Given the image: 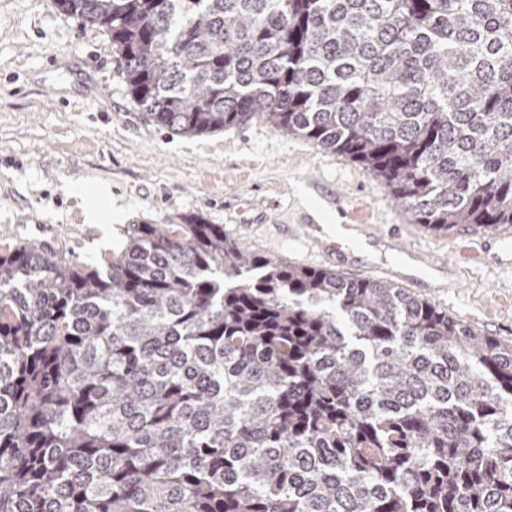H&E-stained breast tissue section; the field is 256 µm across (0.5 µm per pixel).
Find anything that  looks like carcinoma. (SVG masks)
<instances>
[{"mask_svg":"<svg viewBox=\"0 0 512 512\" xmlns=\"http://www.w3.org/2000/svg\"><path fill=\"white\" fill-rule=\"evenodd\" d=\"M133 102L259 118L435 231L512 224V0H57ZM0 512H512V340L189 215L0 254Z\"/></svg>","mask_w":512,"mask_h":512,"instance_id":"obj_1","label":"carcinoma"}]
</instances>
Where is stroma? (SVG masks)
Segmentation results:
<instances>
[{
    "label": "stroma",
    "mask_w": 512,
    "mask_h": 512,
    "mask_svg": "<svg viewBox=\"0 0 512 512\" xmlns=\"http://www.w3.org/2000/svg\"><path fill=\"white\" fill-rule=\"evenodd\" d=\"M110 186L126 224L200 215L299 266L386 278L481 333L512 339V239L432 232L348 157L254 119L203 134L153 123L105 32L56 0H0V254L35 241L102 267L126 224H89Z\"/></svg>",
    "instance_id": "35a3bbf8"
}]
</instances>
